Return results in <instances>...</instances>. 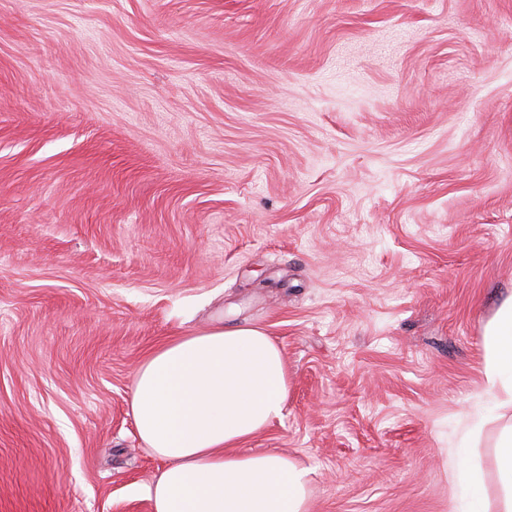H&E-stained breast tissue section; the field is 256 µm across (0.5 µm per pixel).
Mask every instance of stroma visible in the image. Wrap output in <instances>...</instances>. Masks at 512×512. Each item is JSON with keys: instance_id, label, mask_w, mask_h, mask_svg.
<instances>
[{"instance_id": "obj_1", "label": "stroma", "mask_w": 512, "mask_h": 512, "mask_svg": "<svg viewBox=\"0 0 512 512\" xmlns=\"http://www.w3.org/2000/svg\"><path fill=\"white\" fill-rule=\"evenodd\" d=\"M511 292L512 0H0V512H153L135 370L219 321L308 512H454Z\"/></svg>"}]
</instances>
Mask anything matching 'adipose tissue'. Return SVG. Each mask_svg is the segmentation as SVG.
<instances>
[{
	"label": "adipose tissue",
	"mask_w": 512,
	"mask_h": 512,
	"mask_svg": "<svg viewBox=\"0 0 512 512\" xmlns=\"http://www.w3.org/2000/svg\"><path fill=\"white\" fill-rule=\"evenodd\" d=\"M485 392L503 424L488 489L468 451L449 474L456 512H512V294L483 328ZM288 370L255 326L174 337L137 367L130 409L140 440L165 462L147 487L153 512H307L311 471L282 452L241 454L239 443L281 418Z\"/></svg>",
	"instance_id": "1"
}]
</instances>
